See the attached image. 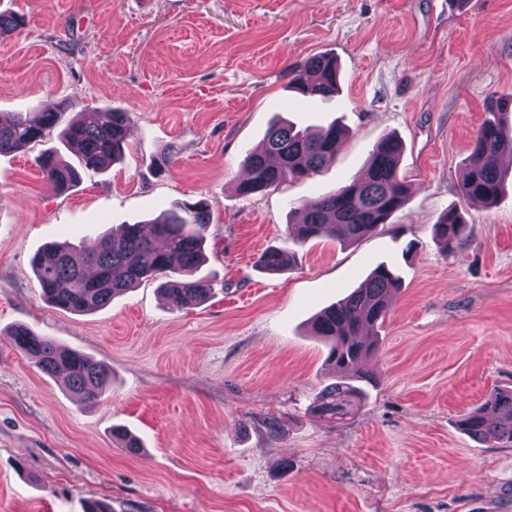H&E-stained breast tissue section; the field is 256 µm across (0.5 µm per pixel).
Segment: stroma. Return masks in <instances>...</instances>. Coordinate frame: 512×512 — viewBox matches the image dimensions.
<instances>
[{
  "label": "stroma",
  "mask_w": 512,
  "mask_h": 512,
  "mask_svg": "<svg viewBox=\"0 0 512 512\" xmlns=\"http://www.w3.org/2000/svg\"><path fill=\"white\" fill-rule=\"evenodd\" d=\"M1 11L24 24L0 38V112L63 103L131 124L105 171L59 147L81 176L64 193L35 163L56 137L0 153V512H83L90 498L112 512H512V447L458 427L492 388H512V187L466 205L470 235L453 251L432 237L460 200L487 103L512 95V0H0ZM321 53L340 65L330 104L288 87L291 65ZM278 118L335 121L346 136L319 174L240 195L244 160ZM388 134L404 146L408 204L358 242L294 246L300 205L361 176ZM202 198L204 303L173 307L154 281L85 314L42 297L31 260L44 244L80 252ZM270 247L295 261L260 271ZM380 262L403 287L367 364L376 381L351 415L311 416L332 380L311 323ZM19 324L111 368L96 407L15 347ZM115 425L140 437L141 455L113 442Z\"/></svg>",
  "instance_id": "35a3bbf8"
}]
</instances>
